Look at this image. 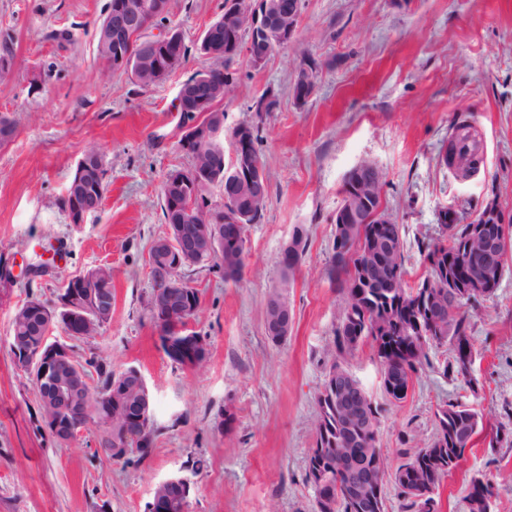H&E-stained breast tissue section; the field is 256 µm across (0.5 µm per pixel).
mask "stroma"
Wrapping results in <instances>:
<instances>
[{
  "mask_svg": "<svg viewBox=\"0 0 512 512\" xmlns=\"http://www.w3.org/2000/svg\"><path fill=\"white\" fill-rule=\"evenodd\" d=\"M107 2L0 0V32L12 34L15 58L0 77V116L14 126L0 144V512H147L155 486L175 474L191 481L189 512H313L306 464L314 398L334 361L329 346L343 310L328 277L342 186L361 162L379 168L412 286L425 275L419 246L439 236L441 210L455 209L466 224L493 199L512 217V0H303L291 45L259 66L239 58L220 104L224 126L259 122L270 194L261 221L247 227L241 281L207 266L185 272L200 293L191 328L210 344L194 370L161 348L148 257L167 233L160 186L191 164L179 146L190 118L177 109L179 90L209 62L190 57L145 90L109 71L95 37ZM223 11L224 0H170L169 19L192 43ZM54 29L69 30L71 42L49 40ZM308 58L320 70L302 105L292 85ZM35 72L43 78L36 90ZM269 89L278 105L261 121L253 105ZM461 117L485 146L484 169L464 183L437 162ZM91 150L103 160L105 196L97 213L74 224L61 198ZM299 225L307 246L287 281L280 249ZM97 266L112 269L111 321L82 339L58 328L52 337L69 343L77 362L95 356L144 376L156 435L147 458L133 452L125 464L100 455L98 432L62 444L36 430V390L9 347L13 315L29 294L55 300ZM279 284L293 326L275 343L265 332V300ZM470 321V379L444 374L450 350L430 348L399 404L385 400L370 344L342 362L385 406L379 444L389 467L432 439L440 407L480 412L482 429L437 491L438 512H466L478 473L502 486L492 512H512V256ZM498 430L505 439L490 445Z\"/></svg>",
  "mask_w": 512,
  "mask_h": 512,
  "instance_id": "obj_1",
  "label": "stroma"
}]
</instances>
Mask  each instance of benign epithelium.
<instances>
[{"mask_svg":"<svg viewBox=\"0 0 512 512\" xmlns=\"http://www.w3.org/2000/svg\"><path fill=\"white\" fill-rule=\"evenodd\" d=\"M167 12V0H117L108 17L112 53L105 60L108 69L124 70L134 62L129 47L139 46L140 56L154 62L157 69L162 63L172 60L185 43L182 33L174 26H167L157 35L147 34L150 21ZM224 13L229 18L243 15L250 31V39L245 53L253 65L263 64L271 54V46L288 45L294 40L295 26L301 13V0H288L282 4L277 0H227ZM314 78L310 69L300 71L294 88L296 99H307ZM214 131L207 122H195L187 129V137L180 144L190 156L198 154L211 144ZM230 140L233 147V162L224 168V201L212 206L200 199V189L213 184L212 170L209 167H191L173 174L167 187L173 191L179 212L178 224L168 225L165 236L155 241L149 257L150 273L156 276L161 287L155 289L152 302L153 315L163 331L160 341L163 351L175 363L190 369L201 366L209 355L206 340L190 330V324L197 309L187 299L189 284L169 272L185 263L197 262L204 257H213L224 247V216L234 217L231 224L232 235H244V224L251 216V210L240 205L235 193V184L243 183L252 194L259 198L265 194L266 177L261 158L251 149L249 126L242 123L232 127ZM373 204L360 207L350 201L336 212L337 224H389L391 218L382 206L381 199L372 198ZM97 208V203L84 200L70 211L74 224L85 222L89 214ZM493 217V232L482 225L474 230L476 251L469 253L468 259L476 263L478 274H465L456 279L448 300L463 302L468 297L489 288L494 279L503 273L505 243L512 234V221L507 219L500 207L487 211ZM299 252V234L286 241L280 251V262L284 275L290 276L298 267L295 259ZM63 298L53 309L43 307L31 300L28 307L39 311L42 327L38 336H16L12 343L15 364L26 371L38 389H44L40 396L45 407L42 425L55 439L67 442L89 427L84 417L83 390L88 386V373L73 360L71 349L60 342L49 341L50 331L59 326L72 338L89 335L92 322L105 324L112 312V297L106 288H64ZM266 315L269 334L280 339L291 330L292 315L288 300L282 292H277L267 303ZM139 391L133 409L137 418L128 417L130 408H125L122 420L125 421L121 437L114 440L115 447L105 449L114 459L125 456L129 448L143 442L145 425L148 424L151 395L141 372L128 368L113 377L112 385L102 396L100 418L112 423V404L127 399L130 390ZM381 471L371 477L355 478L348 498L370 502L378 507L375 496L379 495L377 478ZM191 482L181 475H173L160 482L149 505V512H187ZM341 496L340 488H324L319 512H333Z\"/></svg>","mask_w":512,"mask_h":512,"instance_id":"7a95c632","label":"benign epithelium"}]
</instances>
